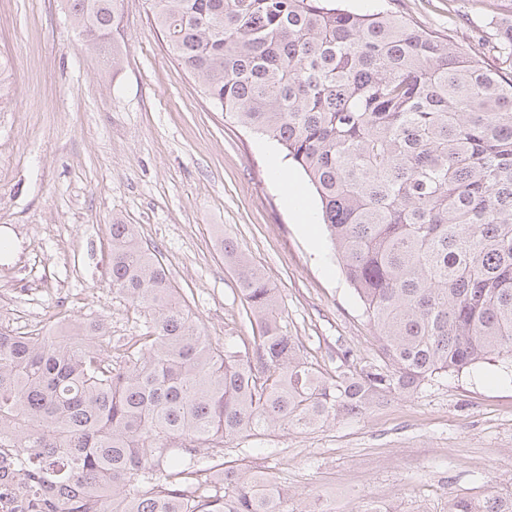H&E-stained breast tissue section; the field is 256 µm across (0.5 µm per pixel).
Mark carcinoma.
<instances>
[{
    "mask_svg": "<svg viewBox=\"0 0 512 512\" xmlns=\"http://www.w3.org/2000/svg\"><path fill=\"white\" fill-rule=\"evenodd\" d=\"M99 50L121 0H65ZM178 65L239 126L302 170L380 359L301 355L260 269L230 242L252 342L205 334L134 224L111 225L112 291L147 311L32 335L0 324V448L27 512H289L276 481L224 442L308 431L495 355L512 367V22L500 66L387 11L329 0H148ZM448 512H512V493Z\"/></svg>",
    "mask_w": 512,
    "mask_h": 512,
    "instance_id": "carcinoma-1",
    "label": "carcinoma"
}]
</instances>
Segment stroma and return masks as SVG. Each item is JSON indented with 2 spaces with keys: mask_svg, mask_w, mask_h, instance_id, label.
<instances>
[{
  "mask_svg": "<svg viewBox=\"0 0 512 512\" xmlns=\"http://www.w3.org/2000/svg\"><path fill=\"white\" fill-rule=\"evenodd\" d=\"M384 9L476 45L512 0H336ZM103 52L81 46L62 0H0V284L21 289L0 322L19 331L105 320L139 335L148 319L113 293L111 224L138 225L207 335L250 339L233 242L281 296L283 327L322 370L336 354L379 358L359 298L322 224H304L272 162L278 145L232 123L169 55L144 0H123ZM288 488L294 512H448L456 494L512 491V374L481 364L433 377L363 415L224 445Z\"/></svg>",
  "mask_w": 512,
  "mask_h": 512,
  "instance_id": "35a3bbf8",
  "label": "stroma"
}]
</instances>
